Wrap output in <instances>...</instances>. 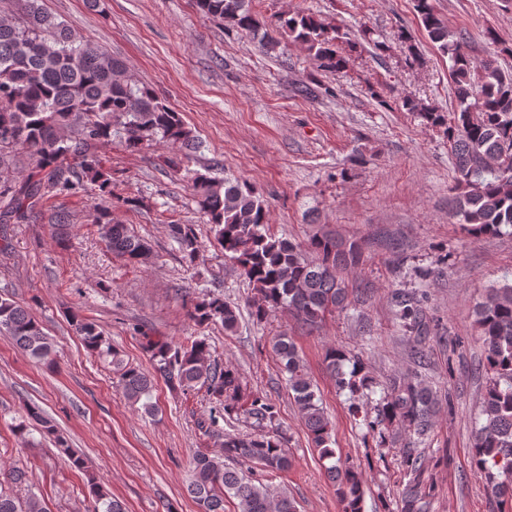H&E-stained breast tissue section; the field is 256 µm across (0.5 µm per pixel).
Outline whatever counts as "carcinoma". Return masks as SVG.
<instances>
[{"label":"carcinoma","mask_w":512,"mask_h":512,"mask_svg":"<svg viewBox=\"0 0 512 512\" xmlns=\"http://www.w3.org/2000/svg\"><path fill=\"white\" fill-rule=\"evenodd\" d=\"M252 0H195L199 11L240 33L259 38L268 53L279 41L264 30L251 9ZM19 16L0 21V170L17 156L29 159L31 170L13 181L0 175V224H28L44 215L46 203L59 197L93 195L87 221L100 226L102 238L116 256L142 263L152 254L151 244L114 220V211L136 208L140 200L115 191L112 169L100 149L117 140L131 152L152 143L173 151L168 166L185 172L198 211L211 225L224 258L239 269L258 295L252 316L260 322L269 312L283 309L303 325L313 328L326 314L350 305L349 288L341 273L358 267L363 247L333 233L315 234L308 244L313 257L301 247L270 232L268 210L254 188L238 179L217 180L192 170L188 163L200 147L198 137L179 113L160 99L149 85L126 75L125 64L91 46L41 7V0H17ZM415 10L430 40L450 61L456 107L442 112L412 97L402 106L443 131L455 160L454 216L474 236L512 234V71L496 60H476L463 50L464 35L452 31L435 12L432 0H415ZM275 28L298 43L318 66L342 70L348 64L342 45L347 33L311 14L280 15ZM58 230L56 243L67 242L68 212L51 213ZM169 235L186 262L201 253L195 225L171 223ZM396 314L414 329L417 299L400 292ZM188 317L202 328L221 324L232 331L238 325L237 307L219 293L189 300ZM86 351L110 359L126 398L132 405L153 409L155 380L163 379L175 392L206 391L211 404L210 424L218 419L244 416L253 420L254 432L224 434L223 453L198 454L191 462L187 492L200 512H224V497L237 500V512H297L295 501L278 495L253 469L283 472L291 466L285 437L271 431L276 411L266 398L247 390L238 372L211 359L205 336H191L173 345L147 338L146 351L153 372L127 364L97 325L71 319ZM475 326L482 342L486 385L477 428L474 462L490 471L495 467L504 480L490 476L492 497L512 500V279L489 289L476 308ZM33 360L51 369L56 364L49 337L29 308L0 297V331ZM273 352L286 374L295 406L319 459L336 486L341 512H363L366 475L348 466L333 448L332 423L326 416L294 343L288 336L274 337ZM327 369L339 390L353 397L376 393L377 382L363 362L342 348L325 351ZM438 399L432 388L413 377L393 379L381 388L374 415L356 403L350 410L362 419L382 447L394 426L413 431L423 439L431 430ZM26 419L16 425L23 433L34 422L53 438L58 451L72 467L85 469L83 459L69 447L54 419L35 404L24 405ZM408 481L402 493V512H421L431 486L421 478L412 453L404 455ZM90 512H124L120 501L86 474ZM27 484L25 468L0 471V512H48L33 492L18 496Z\"/></svg>","instance_id":"carcinoma-1"}]
</instances>
